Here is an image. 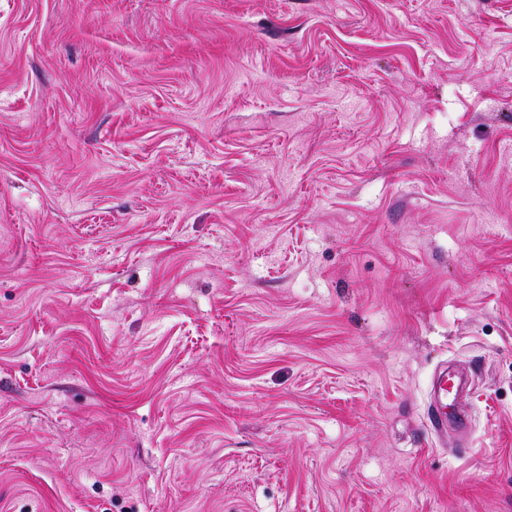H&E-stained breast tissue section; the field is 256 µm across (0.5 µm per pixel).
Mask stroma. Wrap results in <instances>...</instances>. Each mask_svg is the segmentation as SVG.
Here are the masks:
<instances>
[{"label":"stroma","instance_id":"stroma-1","mask_svg":"<svg viewBox=\"0 0 512 512\" xmlns=\"http://www.w3.org/2000/svg\"><path fill=\"white\" fill-rule=\"evenodd\" d=\"M0 512H512V0H0ZM436 399L430 404L429 419L434 431L444 435L448 426L455 429H465L468 423L467 417L460 412H448V368L437 377L435 384Z\"/></svg>","mask_w":512,"mask_h":512}]
</instances>
